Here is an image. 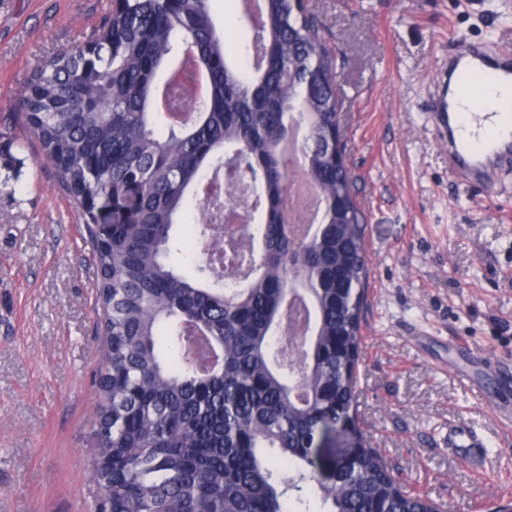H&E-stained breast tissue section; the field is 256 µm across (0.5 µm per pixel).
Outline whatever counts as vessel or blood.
Wrapping results in <instances>:
<instances>
[{"label": "vessel or blood", "mask_w": 512, "mask_h": 512, "mask_svg": "<svg viewBox=\"0 0 512 512\" xmlns=\"http://www.w3.org/2000/svg\"><path fill=\"white\" fill-rule=\"evenodd\" d=\"M472 78L485 86L512 83V51L486 42L471 43L440 58L431 75L432 91L424 112L458 184H478L490 192L502 173L512 170V113L496 96L473 99L468 85ZM448 448L472 470L484 468L485 442L472 429H451Z\"/></svg>", "instance_id": "obj_1"}]
</instances>
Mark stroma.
Instances as JSON below:
<instances>
[{"label":"stroma","mask_w":512,"mask_h":512,"mask_svg":"<svg viewBox=\"0 0 512 512\" xmlns=\"http://www.w3.org/2000/svg\"><path fill=\"white\" fill-rule=\"evenodd\" d=\"M110 0H0V116L32 71L85 40ZM344 98L369 285L358 418L445 512L512 498V197L459 190L422 116L441 41L512 49V0H313ZM83 217L20 126L0 125V512H89L87 440L106 346ZM484 435L489 471L448 451Z\"/></svg>","instance_id":"35a3bbf8"}]
</instances>
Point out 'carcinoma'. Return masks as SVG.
<instances>
[{
  "label": "carcinoma",
  "instance_id": "carcinoma-1",
  "mask_svg": "<svg viewBox=\"0 0 512 512\" xmlns=\"http://www.w3.org/2000/svg\"><path fill=\"white\" fill-rule=\"evenodd\" d=\"M213 2L118 0L87 41L33 70L11 116L82 209L110 307L87 449L92 512H425L360 429L350 461L331 462L336 479L314 476L318 434L357 414L369 277L346 144L328 143L341 102L324 24L295 0H258L245 70ZM188 63L209 89L178 126L174 76ZM294 123L308 129L303 169L322 199L305 236L284 220ZM228 160L259 176L261 215L258 266L232 287L236 265L166 260L179 213ZM108 198L104 236L92 207ZM210 230L199 216L190 245ZM291 286L314 325L288 355L276 338Z\"/></svg>",
  "mask_w": 512,
  "mask_h": 512
}]
</instances>
